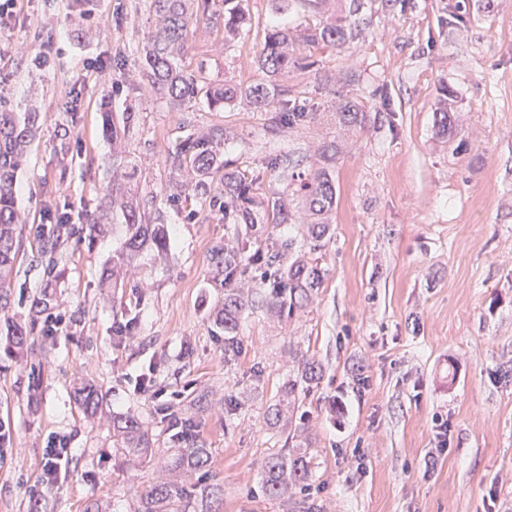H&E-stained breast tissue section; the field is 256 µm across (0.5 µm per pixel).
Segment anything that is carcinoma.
Instances as JSON below:
<instances>
[{
  "label": "carcinoma",
  "mask_w": 512,
  "mask_h": 512,
  "mask_svg": "<svg viewBox=\"0 0 512 512\" xmlns=\"http://www.w3.org/2000/svg\"><path fill=\"white\" fill-rule=\"evenodd\" d=\"M188 2L190 0H153L160 24L145 46L141 59L142 71L153 91L174 105L200 96L212 112H222L226 106L243 102L257 112L273 113L272 122L277 129L291 128L302 121L307 116L305 107L289 105L288 86L283 83L288 69L296 63V57L289 49L288 32L284 30L274 29L266 34L264 48L257 60L258 68L267 77L264 82L247 86L226 82L201 84L193 74L178 66L177 59L184 52ZM351 2L352 7L347 14L330 17L307 28L304 39L331 47H343L354 41L361 34L367 2ZM248 30L249 17L243 0H224V43L234 41ZM336 115L340 126L353 128L364 119V110L347 102L337 109ZM40 118L38 112H13L0 106V289L9 286L18 257L14 240L17 209L13 181ZM100 119L105 136L117 141L121 132L115 113L105 111ZM173 164L194 174L192 191L197 195L211 193L209 179L217 174L223 175L224 219L239 218L245 225L239 249L226 251L219 247L211 257L213 276L224 285V305L215 313V324L224 330V353L236 354L240 349L237 329L248 309L247 302L236 289L238 276L253 268L260 271L258 287L266 289V303L281 313L291 315L321 286L322 270L301 260L288 262L293 242L275 234L278 224L288 221L287 204L280 198L271 203L272 212L279 217V222L269 225L267 236L262 240L249 236L256 220L250 185L233 169L234 160L224 158L222 151L199 142L192 152L175 158ZM300 190L314 218L311 239L316 241L324 234L321 226L325 215L336 204V185L329 173L319 170L312 179L300 184ZM110 196L112 209L120 210L124 218L125 240L112 255V280L117 281L127 273L135 256L142 251L164 252L168 234L161 217L130 199L118 184H112ZM64 218L63 214L54 216L51 234L41 247L43 254L53 253L61 237L70 233L71 227L63 222ZM117 431L134 452H146L153 446L152 433L133 415L124 418ZM171 438L173 443L185 449L183 474L170 475L154 484L142 500L141 512H185L183 503L191 496L189 484L192 473L210 464L211 451L200 442L193 422L180 419L178 427L172 430ZM308 480L309 469L304 460L278 452L265 462L263 493L277 499L288 493L290 484L305 491Z\"/></svg>",
  "instance_id": "carcinoma-1"
}]
</instances>
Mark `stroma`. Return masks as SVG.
I'll return each instance as SVG.
<instances>
[{
	"label": "stroma",
	"mask_w": 512,
	"mask_h": 512,
	"mask_svg": "<svg viewBox=\"0 0 512 512\" xmlns=\"http://www.w3.org/2000/svg\"><path fill=\"white\" fill-rule=\"evenodd\" d=\"M152 0H99L94 16L74 0H18L0 27V100L38 106L43 123L16 181L18 262L0 290V512H138L146 490L182 451L159 412L170 404L197 423L211 451L201 486L224 489L220 512H512V0H396L369 14L352 48L301 39L321 15L291 0L288 26L308 69H291L289 95L307 118L273 131L270 113L245 105L209 111L199 99L171 107L139 72L156 17ZM249 32L224 44V23L193 12L182 66L203 80L250 84L274 0H245ZM138 107L113 153L100 107ZM367 117L346 130L339 104ZM454 114L442 133L441 104ZM212 139L253 182L257 202L290 203L282 238L290 259L321 267L323 282L292 317L267 305L253 274L238 285L252 302L224 353L209 309L224 299L211 254L237 245L212 189L174 197L173 156L187 137ZM334 145L331 160L317 148ZM288 167L272 165L274 156ZM325 169L336 206L317 248L301 179ZM163 215L170 249L142 252L125 281L107 274L122 241L100 216L113 179ZM69 213L81 234L64 240L47 276L41 242L49 213ZM67 317L63 335L41 334L31 306ZM31 327L15 351L6 319ZM322 373L301 418L271 409L306 359ZM152 372L161 400L135 391ZM102 396L78 403L83 383ZM135 414L155 438L130 452L115 426ZM446 440H439L440 424ZM72 456L41 483L50 435ZM305 457L307 491L272 499L263 462L280 449Z\"/></svg>",
	"instance_id": "35a3bbf8"
}]
</instances>
